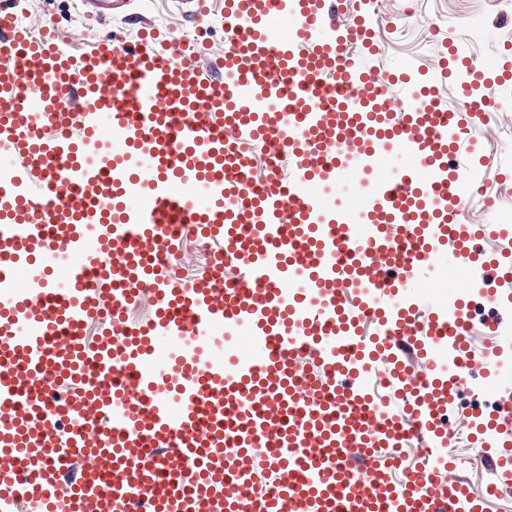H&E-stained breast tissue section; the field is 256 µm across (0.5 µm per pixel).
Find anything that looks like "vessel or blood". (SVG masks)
<instances>
[{"mask_svg": "<svg viewBox=\"0 0 512 512\" xmlns=\"http://www.w3.org/2000/svg\"><path fill=\"white\" fill-rule=\"evenodd\" d=\"M341 6L224 0L241 29L207 70L151 29L77 57L0 5V512H480L390 454L447 446L446 386L406 430L364 379H411L413 356L464 379L468 304L424 311L409 289L446 248L487 282L512 267L487 255L495 226L453 221L483 187L452 173L467 124L427 88L400 106L407 78L363 63L369 12L336 29ZM348 172L371 181L332 206L321 190ZM188 224L221 247L176 279ZM243 331L252 352L225 361Z\"/></svg>", "mask_w": 512, "mask_h": 512, "instance_id": "vessel-or-blood-1", "label": "vessel or blood"}]
</instances>
